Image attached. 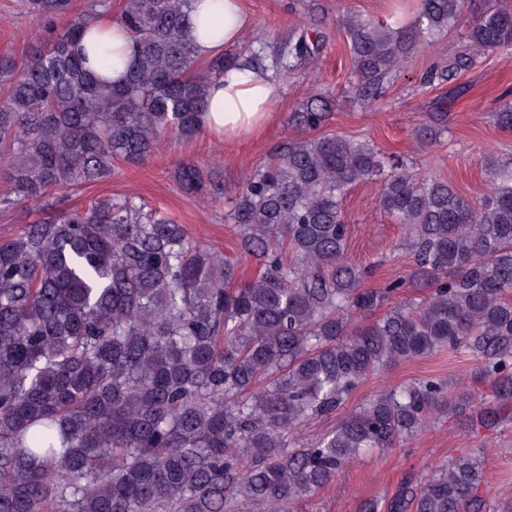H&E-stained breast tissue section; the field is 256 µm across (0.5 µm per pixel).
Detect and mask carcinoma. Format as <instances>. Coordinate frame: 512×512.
Wrapping results in <instances>:
<instances>
[{
	"label": "carcinoma",
	"instance_id": "cac0c4a2",
	"mask_svg": "<svg viewBox=\"0 0 512 512\" xmlns=\"http://www.w3.org/2000/svg\"><path fill=\"white\" fill-rule=\"evenodd\" d=\"M46 46L19 63L0 56V207L46 202L150 157L166 137L202 131L212 82L261 51H196L190 0H123L117 22L135 44L117 81L112 50L95 67L81 47L112 0H20ZM470 0H417L414 17L344 23L366 101L422 43L454 30ZM512 46V0L480 12L448 65L423 83L469 70ZM303 31L276 65L321 51ZM328 97L293 122L316 129ZM209 196V172L177 168ZM381 184V209L408 228L415 270L378 290L345 262L344 192ZM263 272L187 239L184 227L133 197L94 199L0 240V512H292L371 448H397L449 409L497 420L512 398V169L476 201L421 177L366 142L328 134L284 142L251 175L231 213ZM296 262L285 263L276 237ZM410 288L425 294L379 319L355 315ZM444 348L476 362L492 400L455 397L423 378L367 402L314 442L289 435L331 417L370 375ZM479 458L462 453L361 512H486Z\"/></svg>",
	"mask_w": 512,
	"mask_h": 512
}]
</instances>
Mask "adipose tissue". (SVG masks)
<instances>
[{
  "label": "adipose tissue",
  "mask_w": 512,
  "mask_h": 512,
  "mask_svg": "<svg viewBox=\"0 0 512 512\" xmlns=\"http://www.w3.org/2000/svg\"><path fill=\"white\" fill-rule=\"evenodd\" d=\"M190 17L199 27L198 53L205 58L239 42L250 26L242 0H191ZM217 17L224 20V37L220 40L206 31ZM277 97L272 71L257 65L229 68L210 87L203 127L228 144L256 137L271 121Z\"/></svg>",
  "instance_id": "adipose-tissue-1"
}]
</instances>
